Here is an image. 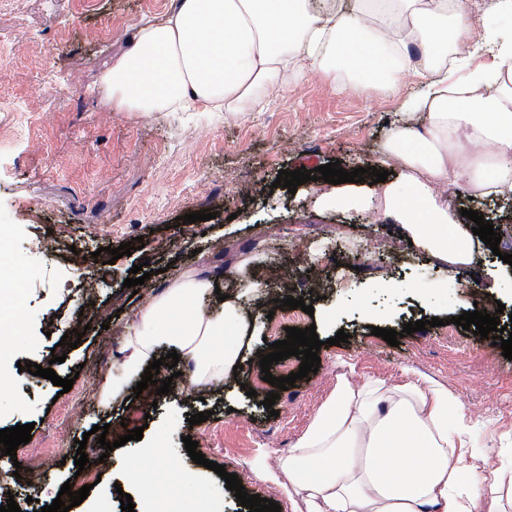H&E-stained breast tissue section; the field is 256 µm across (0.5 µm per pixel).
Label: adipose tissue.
<instances>
[{
  "instance_id": "ef3b65f1",
  "label": "adipose tissue",
  "mask_w": 512,
  "mask_h": 512,
  "mask_svg": "<svg viewBox=\"0 0 512 512\" xmlns=\"http://www.w3.org/2000/svg\"><path fill=\"white\" fill-rule=\"evenodd\" d=\"M467 25L459 0H175L167 19L141 26L128 50L99 81L116 112H169L191 105L232 117L288 70L309 62L323 75L351 74L362 90L385 84L387 71L417 66L430 74L424 93L404 99L379 164L397 162L398 180L361 190L336 187L339 207L382 208L427 255L465 266L473 257L470 225L445 202L441 187L467 181L477 199L512 196V37L489 30L493 62L475 66L458 37ZM165 50L157 59V50ZM464 71L448 79V65ZM192 271L133 312L124 326L123 372L105 380L102 403L121 397L159 346L193 360V383L227 377L242 365L239 343L212 353L215 336L258 330L243 310L262 285L240 280L216 318L197 307L215 286ZM447 389L430 384L384 388L340 382L278 468L301 493L307 512H480L512 500V454L490 474L471 464L482 450L468 438L469 417Z\"/></svg>"
}]
</instances>
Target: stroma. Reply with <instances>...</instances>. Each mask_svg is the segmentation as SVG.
<instances>
[{
  "label": "stroma",
  "instance_id": "35a3bbf8",
  "mask_svg": "<svg viewBox=\"0 0 512 512\" xmlns=\"http://www.w3.org/2000/svg\"><path fill=\"white\" fill-rule=\"evenodd\" d=\"M172 0H0V295L24 286L18 319H0V430L32 425V437H52L68 458L50 457L38 478L0 453V506L15 500L21 512L51 504L63 484L79 490L73 445L86 439L87 453L108 455L101 480L71 512H121L116 485L153 487L134 495L136 512H247L225 480L195 464L184 436H192L206 459L237 474L248 494L277 488L281 512H306L278 471L339 381L358 386L376 380L395 388L412 381L447 388L473 420L471 438L484 448L477 470L497 466L512 450V360L500 345L453 325L452 317L475 303L501 302V325L512 332V205L471 199L465 183L448 187L457 208L482 213L501 237L498 250L483 247L464 267H448L425 254L402 263L408 243L396 224L365 209L318 205L332 189L319 180L296 193L276 186L279 171L336 161L345 171L374 166L381 143L396 122L401 101L417 94L426 76L402 71L393 90L338 91L331 78L303 68L269 90L245 117L221 112H116L98 81L123 53L138 25L169 13ZM205 210L212 220L184 223L183 215ZM142 239L132 255L110 260L109 248ZM373 239L378 257L359 269L337 267L338 250ZM293 285L290 294L313 306L299 328L315 327L323 345L317 372L281 392L274 409L263 401L257 355L286 339L283 307L249 306L258 331L248 341L247 360L235 380L181 390L169 367L171 390L145 397L127 393L102 407L100 365L113 363L122 339L113 335L168 278L190 269L219 275L221 291L239 275L278 287L266 266L268 246ZM148 264L152 275L138 290L124 287L133 266ZM22 282H15V275ZM321 279L315 295L307 276ZM476 284L474 294L458 288ZM440 318L439 326L404 335L392 346L372 327L402 330L405 323ZM83 333L77 348L62 345L64 333ZM347 343L334 346L337 331ZM62 362H52V354ZM52 366L71 379L83 398L80 418L69 420L50 380L23 371L25 363ZM254 396H247V389ZM214 416L189 425L187 415ZM107 426V441L139 427L143 437L104 453L93 426ZM193 480H186V473Z\"/></svg>",
  "mask_w": 512,
  "mask_h": 512
}]
</instances>
